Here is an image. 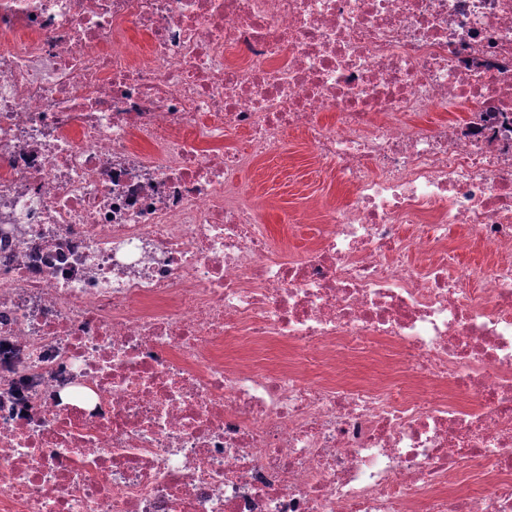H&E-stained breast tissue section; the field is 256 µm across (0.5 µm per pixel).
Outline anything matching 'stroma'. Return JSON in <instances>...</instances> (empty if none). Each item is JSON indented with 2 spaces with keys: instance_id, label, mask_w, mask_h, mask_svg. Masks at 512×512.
<instances>
[{
  "instance_id": "stroma-1",
  "label": "stroma",
  "mask_w": 512,
  "mask_h": 512,
  "mask_svg": "<svg viewBox=\"0 0 512 512\" xmlns=\"http://www.w3.org/2000/svg\"><path fill=\"white\" fill-rule=\"evenodd\" d=\"M241 178L253 187L259 212L275 237L287 239L293 248L310 243L305 229L311 207L345 200L336 186L332 166L315 159L298 133L289 134L269 159L251 163Z\"/></svg>"
}]
</instances>
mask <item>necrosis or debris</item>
Masks as SVG:
<instances>
[{
	"label": "necrosis or debris",
	"mask_w": 512,
	"mask_h": 512,
	"mask_svg": "<svg viewBox=\"0 0 512 512\" xmlns=\"http://www.w3.org/2000/svg\"><path fill=\"white\" fill-rule=\"evenodd\" d=\"M0 339V512H512V0H0ZM253 187L255 202L265 224L278 241L288 237V246L301 248L311 241L304 235L309 211L316 202L341 203L346 200L336 187L332 166L315 159L304 136L288 133L281 149L265 161L252 162L241 175ZM288 213V224L282 222Z\"/></svg>",
	"instance_id": "1"
}]
</instances>
